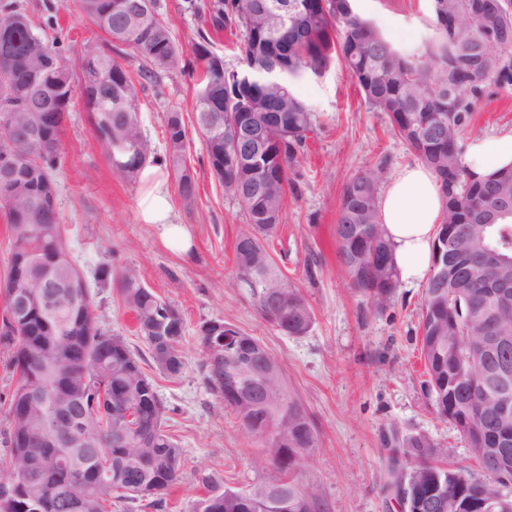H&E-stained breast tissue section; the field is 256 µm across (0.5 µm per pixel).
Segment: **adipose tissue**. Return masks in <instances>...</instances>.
I'll return each instance as SVG.
<instances>
[{
    "mask_svg": "<svg viewBox=\"0 0 512 512\" xmlns=\"http://www.w3.org/2000/svg\"><path fill=\"white\" fill-rule=\"evenodd\" d=\"M466 164L479 176L512 163V133L470 141ZM136 208L142 223L156 225L162 238L181 251H189L191 238L185 225L174 223L169 188L161 167L150 166L140 175ZM379 222L391 242L401 284L418 288L432 271L437 227L444 196L433 171L422 163L400 168L386 181L377 200Z\"/></svg>",
    "mask_w": 512,
    "mask_h": 512,
    "instance_id": "obj_1",
    "label": "adipose tissue"
}]
</instances>
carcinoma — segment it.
I'll return each instance as SVG.
<instances>
[{"mask_svg": "<svg viewBox=\"0 0 512 512\" xmlns=\"http://www.w3.org/2000/svg\"><path fill=\"white\" fill-rule=\"evenodd\" d=\"M135 0H73L77 11L108 36L116 55L141 56L152 65L175 68L182 57L171 32L157 18V0H150L148 12L133 16ZM251 0H217L196 9H208L213 26L237 30L243 36L239 66L218 69L219 56L204 43L194 48L200 65L195 123L202 130L212 171L228 191L262 187L257 196L245 199L242 207L246 225L236 238L234 262L237 280L249 281L260 314L285 336L309 332L315 315L307 299L288 285L265 251L262 240L280 223L288 188V170L297 162L298 149L313 128L311 109L292 91L291 81L306 72L321 74L333 62L343 63L361 88L370 108L385 113L395 135L422 163L436 174L445 196L444 216L438 227L437 243L421 302L420 347L427 387L435 415L451 422L460 433L476 469L452 466L434 458L435 445L426 436H413L405 443L412 459L403 466L397 459L389 464L390 476L404 483L400 496L405 512H426L418 502L431 492L445 500L458 499L466 507L456 512H482L481 503L512 484V413L494 415L495 401L512 404V313L497 316L502 297L494 287L498 274L482 264V248L467 242L476 225L485 222L497 194L512 193V165L476 178L464 164L461 135L469 126L478 103L490 87L512 86V0H490L493 14L481 39L480 71L461 68L455 79L460 101L458 118L440 123L448 111V88L444 86L445 66L452 59L466 60L475 47V34L465 25L448 35V14L456 13L469 0H433L435 39L427 53L407 56L390 42L352 5L353 0H298L299 9L279 32L272 17L255 16ZM269 50L294 61L287 63L278 79L245 84L239 73L249 61ZM111 52L87 46L69 62L63 58L57 38L37 32L22 11L4 6L0 11V102L20 108L13 123L0 130V141L9 140L27 152L10 189V199L0 203V214L9 224L11 257L25 251L34 266L53 264L59 280L77 281V287L57 303L49 317L31 316L12 334L0 333V344L11 350L18 379L6 406L12 415L20 405V393L37 381L55 387L59 375L70 381V394L80 397L83 375L95 369L107 374L110 392L97 400L92 415L100 422H119L122 409L115 402L124 385L147 379L139 360L125 341L109 346L100 334L86 281L66 248L64 225L56 207L53 172L59 165L60 133L67 119L74 91L73 71H81L80 95L97 137L129 142L135 150L114 157L113 172L121 179L136 178L142 168L155 162L150 141L141 128L139 91L125 67ZM54 97L50 120L44 123L35 145L23 138L39 119L34 106L41 103L36 93ZM206 112L224 114V125L245 123L261 115L269 119L266 154L250 169L224 165V131L203 130ZM171 160L177 167L181 197H196L195 178L180 167L185 150L186 127L178 112L165 118ZM382 169L355 174L345 183L336 219L338 253L352 288L367 298L373 309L392 304L400 287L390 242L378 222V184ZM483 243L498 250L502 273L512 280V209L499 211L484 230ZM281 291L279 302L270 301ZM117 293L128 311L154 313L167 320L179 312L163 301L140 279L134 267L117 276ZM148 344L154 364L166 374L183 367L179 346L184 329L173 336L150 330L146 321L138 327ZM235 349L259 350L276 359L257 337L236 329ZM37 349L45 365L26 359ZM219 365L205 363L206 380L231 408L243 428L268 449L264 461L276 472L272 478L241 488H229L211 477L202 479L206 497L197 512H320L317 501L297 481L304 460L294 457L297 448H312L316 428L303 405L285 380L272 386L274 400L281 403V423L269 428L272 412L254 407L249 394L261 384L259 367L248 374L224 381L219 387L213 375ZM165 410L157 393L138 404L129 424L132 437L125 447L107 434L95 448H27L21 435L37 434L45 425L41 408L28 410L10 430V455L49 453L61 456L62 464L29 474L11 512H69L62 502L69 497L72 469L84 466L87 484L97 482V473H111L112 490L105 496L92 494L85 512H112V501H150L160 507L178 480L182 452L165 429ZM101 471H96V468ZM128 483L139 485L135 495L122 491Z\"/></svg>", "mask_w": 512, "mask_h": 512, "instance_id": "obj_1", "label": "carcinoma"}]
</instances>
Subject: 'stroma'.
Listing matches in <instances>:
<instances>
[{"label":"stroma","instance_id":"1","mask_svg":"<svg viewBox=\"0 0 512 512\" xmlns=\"http://www.w3.org/2000/svg\"><path fill=\"white\" fill-rule=\"evenodd\" d=\"M7 3L36 26L53 24L71 53L107 43L72 0H0V6ZM354 4L404 54L423 55L433 41L431 0ZM157 17L185 59H192L195 44L205 39L226 66L237 65L241 34L213 30L189 0H158ZM292 86L312 108L315 121L297 154L282 222L263 245L314 311L315 323L303 336L273 329L259 314L249 289L234 283V244L245 216L210 169L195 126L196 71L154 70L139 93L142 129L159 158L168 155L166 114L181 113L185 122L182 163L197 180L193 203L179 195L173 166L166 164L164 170L173 219L188 228L191 255L167 246L156 225L139 222V183L113 175L82 102L74 103L61 133L60 167L54 173L56 206L100 329L124 339L134 354H147L132 313L122 306L116 289L98 279L103 265L116 273L136 267L144 284L184 319L181 372L169 376L155 365L145 368L166 410L167 429L182 450L179 479L162 512H196L205 495L202 476H213L227 487H244L272 475L261 462V443L206 383L199 329L213 319L258 337L278 357L289 388L316 421V444L298 481L322 503L324 512H402L387 487L388 461L402 453L406 438L426 435L440 456L464 466L470 463L463 438L453 424L437 418L426 396L419 339L422 289L399 288L387 310L375 313L351 287L337 257L336 218L347 179L378 166L389 176L416 158L399 143L387 115L368 107L342 63L333 64L323 76L309 73L294 79ZM511 132L509 86L490 89L463 138ZM16 379L11 352L0 345V473L10 465L5 408Z\"/></svg>","mask_w":512,"mask_h":512}]
</instances>
